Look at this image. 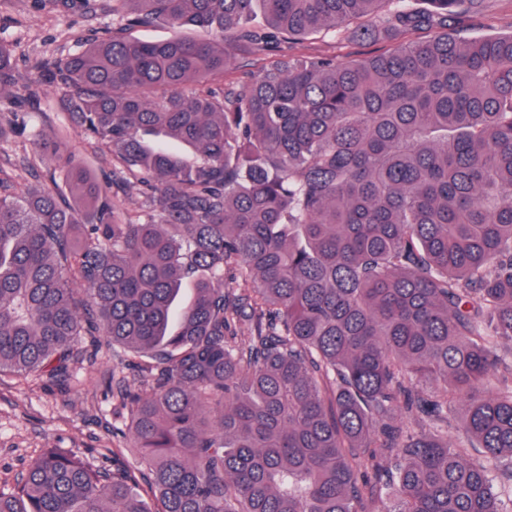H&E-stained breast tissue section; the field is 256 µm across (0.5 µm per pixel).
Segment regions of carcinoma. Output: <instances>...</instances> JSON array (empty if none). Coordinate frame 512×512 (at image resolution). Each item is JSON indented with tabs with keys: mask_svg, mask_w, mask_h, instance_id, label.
<instances>
[{
	"mask_svg": "<svg viewBox=\"0 0 512 512\" xmlns=\"http://www.w3.org/2000/svg\"><path fill=\"white\" fill-rule=\"evenodd\" d=\"M130 2L53 75L144 200L58 139L68 190L0 194V375L126 348L141 464L44 448L0 512H512V33L462 35L484 0ZM355 21L400 42L268 53ZM162 22L209 38L131 34ZM251 58L238 57L234 66L224 73V87L229 82H235L238 87L247 84L255 71Z\"/></svg>",
	"mask_w": 512,
	"mask_h": 512,
	"instance_id": "carcinoma-1",
	"label": "carcinoma"
}]
</instances>
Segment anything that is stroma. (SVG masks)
Here are the masks:
<instances>
[{"label":"stroma","instance_id":"obj_1","mask_svg":"<svg viewBox=\"0 0 512 512\" xmlns=\"http://www.w3.org/2000/svg\"><path fill=\"white\" fill-rule=\"evenodd\" d=\"M121 0H0V41L15 60L13 84L0 91V193L54 188L59 179L54 159L38 147L53 130L65 132L69 152L115 197L120 211L138 207V185L124 186L112 177L110 156L100 152L85 129L69 126L63 102L69 91L46 81L52 62L79 50L96 32L111 25ZM512 33V0H487L481 15L468 26L471 37ZM395 36L379 40L314 35L288 44V52L334 56L356 62L391 49ZM38 92L30 102V92ZM66 382L42 376H0V482L14 481L29 460L45 448H70L109 466L135 464V450L122 431L128 408L112 392L113 379L142 390L141 375L125 365L119 347L80 342Z\"/></svg>","mask_w":512,"mask_h":512}]
</instances>
